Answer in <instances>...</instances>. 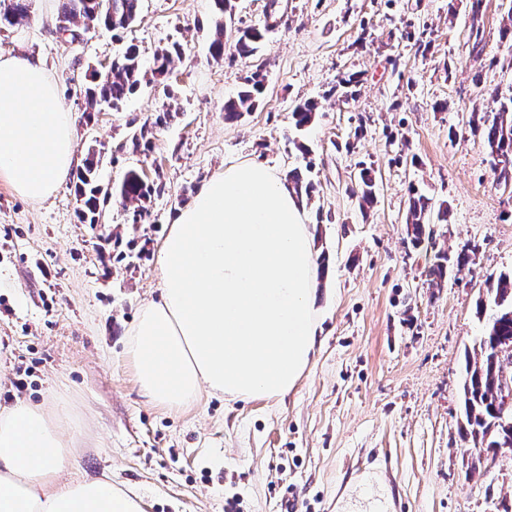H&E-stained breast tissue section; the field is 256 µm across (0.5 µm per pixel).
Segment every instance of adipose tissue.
<instances>
[{
  "instance_id": "1",
  "label": "adipose tissue",
  "mask_w": 512,
  "mask_h": 512,
  "mask_svg": "<svg viewBox=\"0 0 512 512\" xmlns=\"http://www.w3.org/2000/svg\"><path fill=\"white\" fill-rule=\"evenodd\" d=\"M74 161L73 120L42 61L0 57V180L41 201ZM158 277L125 349L151 402L179 411L206 391L250 402L296 387L321 333L319 268L302 202L272 167L243 160L207 181L167 224ZM81 434L66 400L0 408V512H145L110 480L60 483Z\"/></svg>"
}]
</instances>
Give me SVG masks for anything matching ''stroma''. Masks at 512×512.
Returning a JSON list of instances; mask_svg holds the SVG:
<instances>
[{"mask_svg":"<svg viewBox=\"0 0 512 512\" xmlns=\"http://www.w3.org/2000/svg\"><path fill=\"white\" fill-rule=\"evenodd\" d=\"M234 27L212 59L213 0H142L121 37L97 26L77 41L58 31L62 0H32L31 17L0 29V56H40L71 113L75 168L99 158L101 183L129 169L165 190L143 224L119 201L84 224L72 181L31 202L0 181V405L76 404L83 435L67 477H106L139 495L145 512H340L363 472L388 490L390 512H512V455L467 453L459 433L467 352L485 321L487 274L512 271V188L467 121L480 88L512 96V53L500 39L512 0H232ZM482 33H471L472 13ZM268 26L256 55L233 50L237 29ZM183 53L160 80L146 77L118 107L87 123L80 93L90 68L121 45ZM262 71L253 111L224 104ZM359 74L355 93L338 85ZM318 109L305 129L291 112ZM170 109L149 154L132 132ZM265 163L280 175L307 167L304 200L317 252L322 332L313 361L288 395L228 403L203 396L170 411L136 384L125 356L130 325L158 297L165 228L224 166ZM377 179L361 209L359 173ZM447 209L435 245L414 247L410 194ZM472 252L428 285L436 251Z\"/></svg>","mask_w":512,"mask_h":512,"instance_id":"obj_1","label":"stroma"}]
</instances>
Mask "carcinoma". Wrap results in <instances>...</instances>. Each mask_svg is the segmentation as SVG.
I'll use <instances>...</instances> for the list:
<instances>
[{"instance_id":"carcinoma-1","label":"carcinoma","mask_w":512,"mask_h":512,"mask_svg":"<svg viewBox=\"0 0 512 512\" xmlns=\"http://www.w3.org/2000/svg\"><path fill=\"white\" fill-rule=\"evenodd\" d=\"M140 0H64L61 22L70 30L71 38L79 37L71 26L81 22L84 28L102 25L113 31L126 30L136 21ZM216 18L209 52L215 59L224 56V31L227 21L232 19L231 0H213ZM31 0H0V16L7 19L10 26L28 18ZM269 26L263 28L247 27L237 37L234 49L238 55L248 57L255 54L265 37ZM182 47L174 42L170 48L157 53L154 58L153 75L164 77L169 73L173 56L180 55ZM146 73L142 71L139 50L130 44L112 58V70L107 73L92 72L90 82L84 87L85 114L87 122H93L98 106L107 104L114 108L129 95L135 93ZM263 91V79L255 72L246 80L245 88L237 98L224 104L225 117L229 120L239 118L245 112H251L256 106L258 95ZM317 105L313 101L300 102L292 111L294 125L302 128L314 118ZM170 113L158 115L152 125H143L131 137L135 151H149L152 140L149 134L153 128L166 123ZM468 126L474 133L480 134L490 154L496 161L498 182L512 183V96L501 99L497 92L489 94L488 106L483 112H472ZM98 165L95 155H90L84 166L76 172L75 191L80 201L79 218L81 222L99 224L105 205L112 198L121 204L134 205L132 223L140 224L150 219L152 197L161 192L163 185L149 182L135 170H130L117 187L104 186L98 178ZM288 182L297 194L311 195L314 186L305 180L298 168L288 173ZM375 199V180L373 169L365 168L360 172L359 201L363 209L370 207ZM430 199L419 195L408 201L407 234L413 243H433V230L430 229ZM437 262L429 271V286L442 287L448 262L460 268L468 264V247H463L455 259L448 258L445 252L436 255ZM487 295L491 301L490 314L485 332L480 338L479 349L474 356H466L462 383L464 420L460 426L461 438L471 446L486 444L490 448L496 443L495 436H487L492 412L502 404L501 374L503 365L496 358L494 340L499 336H512V274H489L485 278Z\"/></svg>"}]
</instances>
